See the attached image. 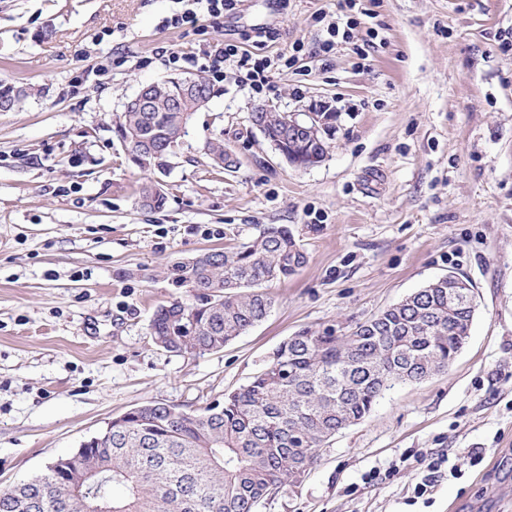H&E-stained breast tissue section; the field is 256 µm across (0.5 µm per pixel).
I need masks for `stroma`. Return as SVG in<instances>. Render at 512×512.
Listing matches in <instances>:
<instances>
[{
	"label": "stroma",
	"instance_id": "stroma-1",
	"mask_svg": "<svg viewBox=\"0 0 512 512\" xmlns=\"http://www.w3.org/2000/svg\"><path fill=\"white\" fill-rule=\"evenodd\" d=\"M340 3L243 0L221 23L163 30L172 0H0V79L23 92L0 112V487L133 407L203 410L289 336L348 331L453 273L478 308L448 370L386 391L256 512H512V0H365L366 57L342 42L310 57L315 15ZM261 26L280 31L268 54L305 47L273 90L225 69L166 171L129 164L115 121L142 86L181 75L170 52L248 49ZM261 108L335 113L323 161L289 167L250 121ZM216 138L232 168L206 156ZM154 179L158 211L139 202ZM273 225L307 260L264 284L266 318L217 352L156 346L154 312L186 297L169 268ZM425 453L458 472L419 498Z\"/></svg>",
	"mask_w": 512,
	"mask_h": 512
}]
</instances>
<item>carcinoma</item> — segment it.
Listing matches in <instances>:
<instances>
[{
	"instance_id": "obj_1",
	"label": "carcinoma",
	"mask_w": 512,
	"mask_h": 512,
	"mask_svg": "<svg viewBox=\"0 0 512 512\" xmlns=\"http://www.w3.org/2000/svg\"><path fill=\"white\" fill-rule=\"evenodd\" d=\"M177 78L159 84L142 110L131 109L115 133L159 138L177 131ZM318 138L288 131L286 112H253L250 120L294 166L324 158L334 112H319ZM213 166L235 164L224 141L212 146ZM306 254L285 226H270L236 251L207 250L172 265L170 279L193 300L160 306L153 340L179 355H202L261 322L273 305L265 282L287 278ZM221 292L213 300L211 293ZM448 298L436 280L396 304L336 334L304 330L284 341L269 364L223 402L196 413L149 402L112 419L78 454L60 457L41 474L0 489V512H255L258 503L299 482L319 450L357 424L396 385L422 381L448 366L470 336L474 316L467 294Z\"/></svg>"
}]
</instances>
